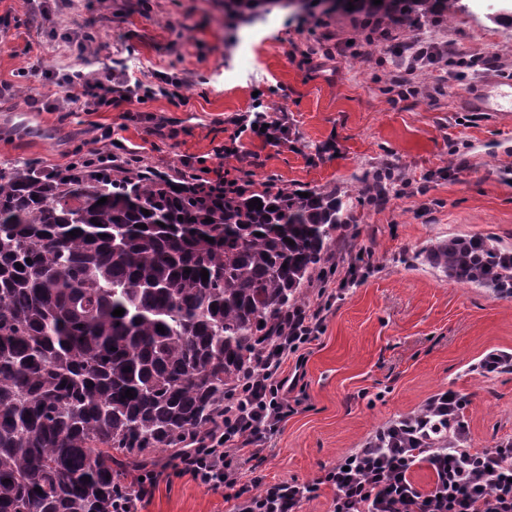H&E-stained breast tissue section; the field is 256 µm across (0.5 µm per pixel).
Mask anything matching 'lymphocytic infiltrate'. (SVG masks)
I'll list each match as a JSON object with an SVG mask.
<instances>
[{
	"instance_id": "lymphocytic-infiltrate-1",
	"label": "lymphocytic infiltrate",
	"mask_w": 512,
	"mask_h": 512,
	"mask_svg": "<svg viewBox=\"0 0 512 512\" xmlns=\"http://www.w3.org/2000/svg\"><path fill=\"white\" fill-rule=\"evenodd\" d=\"M381 34L397 43L395 85L407 87L409 94H420L423 88L413 84L412 78L430 68L437 72L433 92L444 95L451 91L450 78L442 72L448 63L447 43L427 35L398 41L387 26ZM63 84L68 100L84 112L154 95L152 87L104 80L90 72L68 75ZM234 124L233 135L218 150L227 160L247 161L242 136L276 146L288 139L286 116L267 107L238 115ZM79 163L132 180L153 171L133 150L97 149L81 157ZM174 178L179 185L211 195L232 194L247 186L245 171L232 176L220 167L206 171L190 163L176 170ZM338 295V289L319 288L316 304L288 314L284 330L274 334L271 349L259 350L253 366L246 368L225 394L220 426L208 435L192 438L191 452L149 468L133 486L123 487L113 512H142L167 472L190 476L208 490L223 492L225 500L233 502V512H300L325 486L333 490L329 512H512V442L490 448H377L368 442L351 449L313 481L292 478L266 483L247 478L246 464L263 452L292 410L288 396L301 375L289 371L288 364L318 338L324 313ZM422 467L431 472L424 485L414 479L416 469Z\"/></svg>"
}]
</instances>
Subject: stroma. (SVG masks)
Returning <instances> with one entry per match:
<instances>
[{
  "mask_svg": "<svg viewBox=\"0 0 512 512\" xmlns=\"http://www.w3.org/2000/svg\"><path fill=\"white\" fill-rule=\"evenodd\" d=\"M465 2L433 29L456 53L451 94L401 98L385 91L395 58L353 14L318 22L279 8L245 23L225 19L224 0H0V166H65L108 129L162 170L198 158L214 167L234 118L260 101L287 115L288 142H246L253 190L273 181L352 192L355 219L334 233L305 291L310 304L324 282L343 294L301 351L292 412L250 463L263 481L320 477L446 388L468 399L471 447L512 440V372L470 370L490 351L512 352V298L455 287L420 259L451 235L512 246V120L468 106L485 80L512 72V0ZM88 34L92 50L79 54ZM323 45L334 57L306 62L305 51ZM476 53L488 61L479 72L462 65ZM74 70L170 83L127 109H44ZM148 113L165 117L163 135L149 133ZM388 164L411 191L379 205L359 180ZM228 510L222 493L186 475L160 481L143 512Z\"/></svg>",
  "mask_w": 512,
  "mask_h": 512,
  "instance_id": "35a3bbf8",
  "label": "stroma"
}]
</instances>
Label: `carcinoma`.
Returning <instances> with one entry per match:
<instances>
[{"label":"carcinoma","instance_id":"cac0c4a2","mask_svg":"<svg viewBox=\"0 0 512 512\" xmlns=\"http://www.w3.org/2000/svg\"><path fill=\"white\" fill-rule=\"evenodd\" d=\"M288 2L224 0V17L253 21ZM302 2L412 32L464 8ZM254 198L261 209L249 208ZM352 209L334 186L215 199L156 175L131 183L1 166L0 512H112L126 468H148L155 450L185 452L191 436L212 431L258 337L301 304ZM421 255L450 281L512 296V246L495 238L450 235ZM467 404L457 394L448 416L424 412L433 424L447 420L434 447L465 443L455 416ZM401 431L396 424L376 442L392 448Z\"/></svg>","mask_w":512,"mask_h":512}]
</instances>
